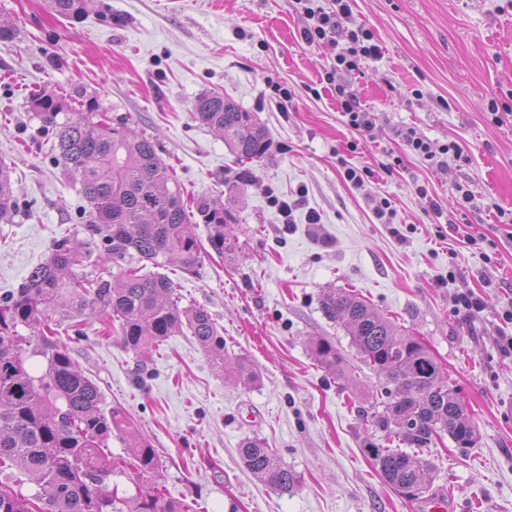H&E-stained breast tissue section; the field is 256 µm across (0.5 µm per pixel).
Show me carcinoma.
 Listing matches in <instances>:
<instances>
[{
	"label": "carcinoma",
	"instance_id": "carcinoma-1",
	"mask_svg": "<svg viewBox=\"0 0 512 512\" xmlns=\"http://www.w3.org/2000/svg\"><path fill=\"white\" fill-rule=\"evenodd\" d=\"M49 5L69 21L86 13V0ZM29 107L50 125L56 164L85 201L90 223L84 225L86 241L79 245L70 234L54 239L23 286L0 298V474L16 471L0 480V512H33L37 502L38 512H193L190 504L166 496L157 482L160 459L147 439L131 434L126 412L116 407L108 417L101 413L100 389L76 367L58 327L65 323L77 333L82 311L96 309L119 322L121 343L136 354L158 350L186 328L211 361L224 366V336L209 311L200 304L180 306L174 282L160 272H144L143 263L193 271L203 250L197 216L219 256L235 252L231 214L219 197L188 204L154 141L132 129L127 117L109 121L91 106L78 112L65 96L45 89L31 92ZM63 112L76 116L57 121ZM193 115L222 136L237 165L268 151L254 113L219 92L200 94ZM16 208L11 170L0 163V222L10 221ZM98 245L99 259L112 261V268L91 278L80 269ZM321 310L344 324L361 362L383 379L382 427L395 426V435L415 448L430 447L442 432L460 447L476 444V424L425 343L344 288L327 294ZM21 326L32 328L33 337L22 335ZM309 349L319 364L343 369L345 359L330 340L314 338ZM30 353L48 359L39 376L29 367ZM390 378L401 383L392 389ZM114 434L125 440V455L117 458L108 452ZM367 452L392 487L427 489L425 459L393 448ZM240 455L250 473L281 492L300 483L258 439L244 440ZM126 467L136 476V493L120 497L108 490V480ZM12 480L34 484L35 494L16 492Z\"/></svg>",
	"mask_w": 512,
	"mask_h": 512
}]
</instances>
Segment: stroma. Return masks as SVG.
<instances>
[{
	"instance_id": "obj_1",
	"label": "stroma",
	"mask_w": 512,
	"mask_h": 512,
	"mask_svg": "<svg viewBox=\"0 0 512 512\" xmlns=\"http://www.w3.org/2000/svg\"><path fill=\"white\" fill-rule=\"evenodd\" d=\"M353 13L383 48L355 79L374 118L369 137L339 112L323 50L302 40L291 0H90L80 22L53 15L47 0H0V20L18 31L0 47V161L19 202L12 223H0V296L56 237L83 231L84 202L26 103L41 86L81 92L151 136L188 199L222 196L236 219L233 255L210 250L194 272L167 274L183 304L207 308L226 361L248 359L254 383L228 379L187 332L139 356L87 313L84 337L67 341L100 388L102 413L123 408L155 448L169 497L196 512H418L366 453L399 441L375 425L377 375L321 312L323 294L346 288L428 345L479 429L475 447L447 436L423 450L430 494L452 498V512H512V356L499 348L512 336V223L489 210L512 212V121L490 114L491 103L512 106V0H354ZM205 91L255 113L271 143L263 158L231 166L223 138L192 115ZM411 128L458 143L464 159L429 166L405 147ZM396 156L400 166L385 171ZM347 165L374 176L353 188ZM458 184L471 187L473 206L454 209ZM301 189L304 208L283 226L268 197ZM381 198L397 211L398 234L374 214ZM432 199L442 218L427 214ZM309 210L320 223L306 222ZM469 235L486 242L470 246ZM466 291L485 305L469 321L453 309ZM314 337L336 345L344 375L313 359ZM247 438L264 441L300 486L287 493L255 478L239 453Z\"/></svg>"
}]
</instances>
